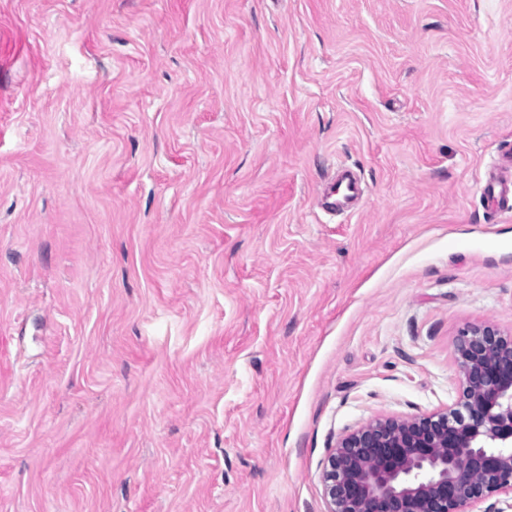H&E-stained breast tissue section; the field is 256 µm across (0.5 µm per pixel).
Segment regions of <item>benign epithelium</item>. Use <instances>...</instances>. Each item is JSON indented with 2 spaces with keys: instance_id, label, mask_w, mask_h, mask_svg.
I'll list each match as a JSON object with an SVG mask.
<instances>
[{
  "instance_id": "benign-epithelium-1",
  "label": "benign epithelium",
  "mask_w": 512,
  "mask_h": 512,
  "mask_svg": "<svg viewBox=\"0 0 512 512\" xmlns=\"http://www.w3.org/2000/svg\"><path fill=\"white\" fill-rule=\"evenodd\" d=\"M456 353V407L376 419L337 440L323 473L330 512H468L512 496V336L469 326Z\"/></svg>"
}]
</instances>
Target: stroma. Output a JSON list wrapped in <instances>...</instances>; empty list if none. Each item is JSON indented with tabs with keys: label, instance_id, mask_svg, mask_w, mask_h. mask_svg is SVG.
<instances>
[{
	"label": "stroma",
	"instance_id": "35a3bbf8",
	"mask_svg": "<svg viewBox=\"0 0 512 512\" xmlns=\"http://www.w3.org/2000/svg\"><path fill=\"white\" fill-rule=\"evenodd\" d=\"M506 141L512 0H0V512H329L512 336ZM494 167L495 172L480 186L481 196L492 205H504L512 193V150L499 152Z\"/></svg>",
	"mask_w": 512,
	"mask_h": 512
}]
</instances>
